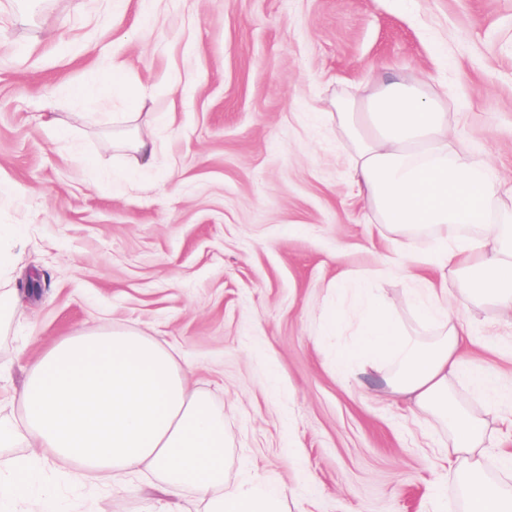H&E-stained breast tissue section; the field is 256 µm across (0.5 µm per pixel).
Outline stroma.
Listing matches in <instances>:
<instances>
[{"instance_id":"stroma-1","label":"stroma","mask_w":512,"mask_h":512,"mask_svg":"<svg viewBox=\"0 0 512 512\" xmlns=\"http://www.w3.org/2000/svg\"><path fill=\"white\" fill-rule=\"evenodd\" d=\"M389 77L445 106L451 139L512 185V0H0V228L26 227L0 278L20 301L0 330V417L29 359L108 322L190 365L224 417L229 482L277 486L284 512H466L447 427L387 394L391 364L336 368L366 296L437 332L334 115ZM138 94L149 170L112 147ZM448 306L471 334L465 366L508 383L453 391L486 420L482 476L512 494V324L453 288ZM42 480L68 512L206 509L149 473L76 495L52 467Z\"/></svg>"}]
</instances>
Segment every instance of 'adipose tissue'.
<instances>
[{"instance_id":"ef3b65f1","label":"adipose tissue","mask_w":512,"mask_h":512,"mask_svg":"<svg viewBox=\"0 0 512 512\" xmlns=\"http://www.w3.org/2000/svg\"><path fill=\"white\" fill-rule=\"evenodd\" d=\"M360 109L373 131L354 142L353 176L385 229L410 236L430 231L428 247L407 251L405 264L418 315L440 334L433 345H421L394 322L390 303L372 300L336 366L364 357L395 360L391 391L441 416L453 454L466 460L481 454L486 425L450 394L465 331L448 313V288L512 317V211L497 208L502 189L487 161L451 150L446 109L417 88L390 81L364 105L339 103L340 123ZM465 225L477 238L458 236ZM13 399L21 419L0 420V447L21 442L32 453L0 478V512L20 498L30 500V512H56L36 498L35 472L46 465L66 467L76 485L102 475L119 486L148 471L166 494L194 487L208 512H282L279 492L265 484L225 487L223 416L190 390L170 352L139 334L104 326L60 338L31 361Z\"/></svg>"}]
</instances>
